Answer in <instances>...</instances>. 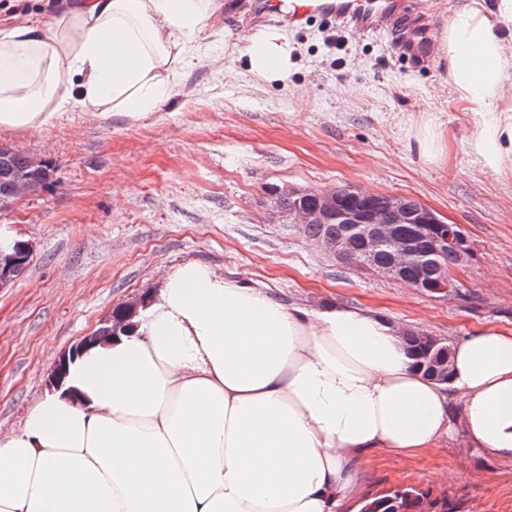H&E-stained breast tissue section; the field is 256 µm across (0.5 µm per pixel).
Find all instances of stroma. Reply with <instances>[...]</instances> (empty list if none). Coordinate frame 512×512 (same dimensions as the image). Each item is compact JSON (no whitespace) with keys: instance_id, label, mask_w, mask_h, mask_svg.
Masks as SVG:
<instances>
[{"instance_id":"1","label":"stroma","mask_w":512,"mask_h":512,"mask_svg":"<svg viewBox=\"0 0 512 512\" xmlns=\"http://www.w3.org/2000/svg\"><path fill=\"white\" fill-rule=\"evenodd\" d=\"M411 2L426 13L417 31L286 28L288 68L269 79L249 66L262 31L245 21L249 0H214L199 55L159 112L0 129L54 168L51 186L0 213V238L32 246L0 290V437L21 427L60 354L188 260L287 303L372 308L452 344L512 331V174L471 163L473 127L439 40L463 0ZM429 118L444 133L434 160L417 140ZM285 185L409 197L459 225L471 251L454 289L432 297L341 265L262 208ZM397 486L447 497L450 512H512V462L470 447L459 426L436 448L366 453L357 500Z\"/></svg>"}]
</instances>
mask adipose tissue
Returning <instances> with one entry per match:
<instances>
[{
  "mask_svg": "<svg viewBox=\"0 0 512 512\" xmlns=\"http://www.w3.org/2000/svg\"><path fill=\"white\" fill-rule=\"evenodd\" d=\"M213 0H69L43 24L0 26V127L64 112L138 121L170 97ZM512 0H469L440 36L480 169L512 173ZM251 69L283 71L263 32ZM133 334L90 346L62 388L0 438V512H343L354 454L397 457L448 438L450 394L468 443L512 460V333L453 347L427 377L374 309H308L186 261Z\"/></svg>",
  "mask_w": 512,
  "mask_h": 512,
  "instance_id": "adipose-tissue-1",
  "label": "adipose tissue"
}]
</instances>
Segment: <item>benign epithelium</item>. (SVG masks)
Segmentation results:
<instances>
[{
    "instance_id": "1",
    "label": "benign epithelium",
    "mask_w": 512,
    "mask_h": 512,
    "mask_svg": "<svg viewBox=\"0 0 512 512\" xmlns=\"http://www.w3.org/2000/svg\"><path fill=\"white\" fill-rule=\"evenodd\" d=\"M47 172L42 158L29 157L26 171L0 185V213L10 210L22 197L35 193ZM367 197L368 193L351 187L341 193L335 189L309 192L286 186L273 191L267 206L273 212L285 214L289 224L341 225L342 234L329 233L314 239L313 245L356 271L388 276L400 282L408 275V286L419 292L448 294L447 277L441 275L430 283L426 279L427 268L450 249L458 252L459 259L465 258L459 245L458 226L448 225L442 238L425 247V228L443 223L434 211L421 204L413 206L409 199L400 196H391L384 206L373 208L367 203ZM283 198L288 199L286 212L279 207ZM355 238L364 241V250L358 256L350 251ZM381 248L390 254L386 265L376 261V253ZM30 253V246L24 241L0 243V289L17 280L28 264ZM98 340L95 335L86 336L72 350L62 354L51 372V386H62L71 358Z\"/></svg>"
}]
</instances>
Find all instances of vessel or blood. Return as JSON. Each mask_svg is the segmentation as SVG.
I'll return each instance as SVG.
<instances>
[{
    "instance_id": "obj_1",
    "label": "vessel or blood",
    "mask_w": 512,
    "mask_h": 512,
    "mask_svg": "<svg viewBox=\"0 0 512 512\" xmlns=\"http://www.w3.org/2000/svg\"><path fill=\"white\" fill-rule=\"evenodd\" d=\"M258 23L300 24L314 17L333 18L358 33L392 26L403 11L404 0H252Z\"/></svg>"
}]
</instances>
